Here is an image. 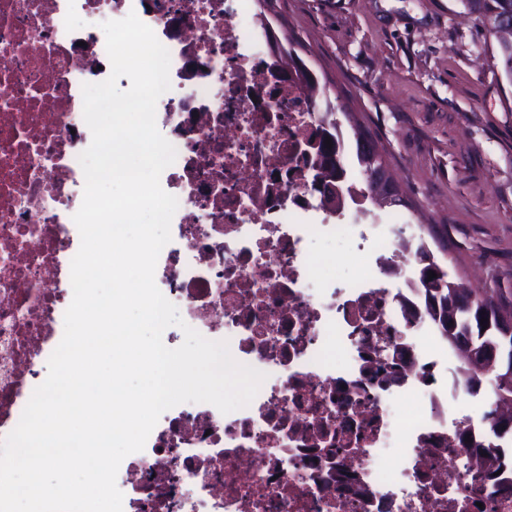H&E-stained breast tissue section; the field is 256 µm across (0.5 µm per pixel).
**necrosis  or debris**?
<instances>
[{
    "instance_id": "1",
    "label": "necrosis or debris",
    "mask_w": 512,
    "mask_h": 512,
    "mask_svg": "<svg viewBox=\"0 0 512 512\" xmlns=\"http://www.w3.org/2000/svg\"><path fill=\"white\" fill-rule=\"evenodd\" d=\"M244 0H0V438L60 343L92 135L82 86L111 71L101 24L136 13L168 49L156 124L178 200L155 282L205 338L266 379L245 408L166 411L117 474L123 512H512V456L457 445L468 371L428 343L416 235L386 249L315 191L316 124ZM367 261L319 280L314 236ZM503 487L490 496L476 476Z\"/></svg>"
}]
</instances>
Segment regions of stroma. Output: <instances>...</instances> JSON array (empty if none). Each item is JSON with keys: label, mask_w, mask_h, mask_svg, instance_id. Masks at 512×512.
I'll return each mask as SVG.
<instances>
[{"label": "stroma", "mask_w": 512, "mask_h": 512, "mask_svg": "<svg viewBox=\"0 0 512 512\" xmlns=\"http://www.w3.org/2000/svg\"><path fill=\"white\" fill-rule=\"evenodd\" d=\"M261 9L251 0L250 12ZM262 10L348 113L350 181L362 178L358 127L408 201L371 213L373 244L424 214L451 270L512 299V86L480 20L460 0H269Z\"/></svg>", "instance_id": "stroma-1"}]
</instances>
